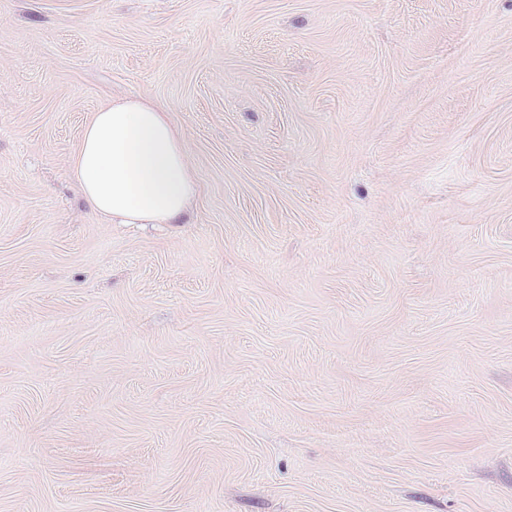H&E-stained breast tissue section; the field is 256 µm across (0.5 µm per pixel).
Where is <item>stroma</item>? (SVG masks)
<instances>
[{
	"instance_id": "35a3bbf8",
	"label": "stroma",
	"mask_w": 512,
	"mask_h": 512,
	"mask_svg": "<svg viewBox=\"0 0 512 512\" xmlns=\"http://www.w3.org/2000/svg\"><path fill=\"white\" fill-rule=\"evenodd\" d=\"M0 512H512V0H0ZM71 172L113 224H178L198 193L167 111L143 98H118L93 113Z\"/></svg>"
}]
</instances>
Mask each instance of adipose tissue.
I'll return each instance as SVG.
<instances>
[{"label":"adipose tissue","instance_id":"adipose-tissue-1","mask_svg":"<svg viewBox=\"0 0 512 512\" xmlns=\"http://www.w3.org/2000/svg\"><path fill=\"white\" fill-rule=\"evenodd\" d=\"M71 172L91 207L115 224L177 223L198 193L166 110L143 98L93 113Z\"/></svg>","mask_w":512,"mask_h":512}]
</instances>
